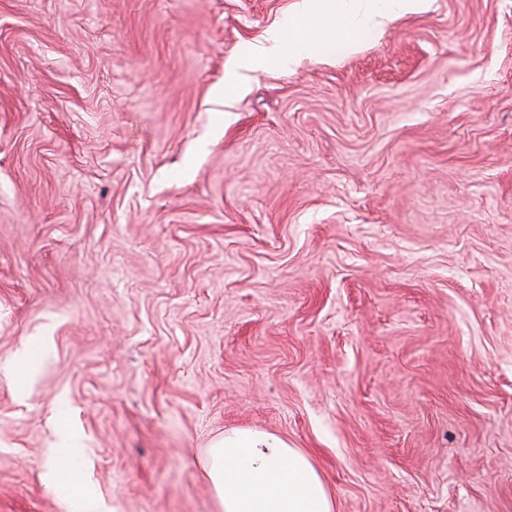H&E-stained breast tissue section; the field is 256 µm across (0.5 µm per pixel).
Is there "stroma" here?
<instances>
[{
  "mask_svg": "<svg viewBox=\"0 0 512 512\" xmlns=\"http://www.w3.org/2000/svg\"><path fill=\"white\" fill-rule=\"evenodd\" d=\"M298 3L0 0V512H67L65 430L112 512H219L247 427L336 512H512V0L225 87ZM68 448L64 449V456L48 465L49 480L58 484L61 477L73 469L74 463L80 452V440L76 435H69Z\"/></svg>",
  "mask_w": 512,
  "mask_h": 512,
  "instance_id": "1",
  "label": "stroma"
}]
</instances>
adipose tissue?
<instances>
[{
	"label": "adipose tissue",
	"instance_id": "obj_1",
	"mask_svg": "<svg viewBox=\"0 0 512 512\" xmlns=\"http://www.w3.org/2000/svg\"><path fill=\"white\" fill-rule=\"evenodd\" d=\"M425 0H301L287 29L273 33L266 45L241 52L232 62L226 85L261 67L288 70L302 57L334 50L321 33L331 17H341L347 36L378 34L401 15L422 11ZM200 467L221 512H336L329 487L309 455L281 437L241 429L214 438Z\"/></svg>",
	"mask_w": 512,
	"mask_h": 512
}]
</instances>
